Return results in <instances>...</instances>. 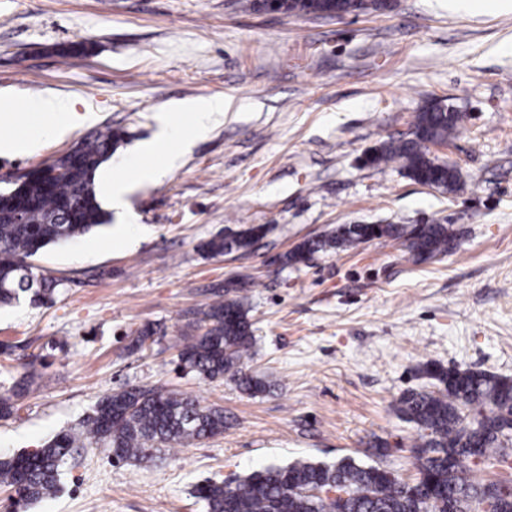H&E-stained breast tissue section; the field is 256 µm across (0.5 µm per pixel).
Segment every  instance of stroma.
<instances>
[{
  "instance_id": "obj_1",
  "label": "stroma",
  "mask_w": 512,
  "mask_h": 512,
  "mask_svg": "<svg viewBox=\"0 0 512 512\" xmlns=\"http://www.w3.org/2000/svg\"><path fill=\"white\" fill-rule=\"evenodd\" d=\"M0 95L25 106L57 96L89 109L58 136L38 125L26 154L0 155V176L51 163L108 127L126 131L105 169L153 138L173 102L221 97L228 109L178 152L170 173L129 196L127 242L111 226L48 246L40 273L61 279L52 303L0 307V393L26 364L42 378L0 419V455L79 427L105 394L159 386L224 411V432L163 447L147 464L81 448L61 491L22 512H206L195 488L297 458L378 459L412 479L414 424L393 405L429 387L424 363L512 379V8L453 11L448 0H396L339 18L255 12L240 0H0ZM466 121L433 153L456 191L432 189L367 153L407 136L427 102ZM442 219L457 247L428 260L380 239L282 259L339 224ZM265 226L256 248L210 257L217 233ZM249 280L256 342L249 371L269 389L178 367L200 334L194 314L215 286ZM148 323L165 337L127 346Z\"/></svg>"
}]
</instances>
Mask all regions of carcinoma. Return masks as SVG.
<instances>
[{
  "label": "carcinoma",
  "mask_w": 512,
  "mask_h": 512,
  "mask_svg": "<svg viewBox=\"0 0 512 512\" xmlns=\"http://www.w3.org/2000/svg\"><path fill=\"white\" fill-rule=\"evenodd\" d=\"M388 0H284L280 13L343 17L366 10L384 11ZM464 121V113L443 101L416 113L406 138L383 141L367 156L371 166L398 163L415 182L453 192L458 170L431 155L430 146L448 142ZM120 129L106 128L75 146V156L61 155L44 166L46 174L30 175L20 188L23 215L14 218L9 201L0 202V304L26 296L36 305L52 301L60 281L35 272L32 261L49 245L78 238L108 221L95 190V173L123 140ZM261 229L218 234L202 249L211 255L250 252ZM401 241L413 254L429 258L457 246L450 225L340 224L299 244L285 256L297 264L319 251L356 249L375 239ZM233 281L213 289L202 311L204 332L185 340L180 367L205 379L225 378L250 394L269 385L247 370L254 343L252 321ZM165 336L162 327L147 324L131 339L141 350L146 341ZM431 388L410 390L395 409L416 426L414 481L381 466L352 458L334 464L298 458L270 464L231 483L207 480L196 487L208 512H334L324 495L329 489L346 495L344 512H512V499L497 492L501 482L486 483L478 467L506 463L512 470V380L475 369L422 367ZM39 374H21L0 396V419L12 414V398L27 396ZM224 432V412L196 399L159 387L127 386L103 396L82 424L54 435L35 452L0 456V487L20 489L22 505L54 497L60 468L74 448H109L120 461L147 463L152 450L191 445Z\"/></svg>",
  "instance_id": "obj_1"
}]
</instances>
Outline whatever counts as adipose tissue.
<instances>
[{"label":"adipose tissue","instance_id":"ef3b65f1","mask_svg":"<svg viewBox=\"0 0 512 512\" xmlns=\"http://www.w3.org/2000/svg\"><path fill=\"white\" fill-rule=\"evenodd\" d=\"M223 109L224 101L220 98L184 100L174 103L170 111L158 115V133L154 139L141 145L137 161L121 167L119 173H105L102 178V190L113 207H123L132 182H153L166 174V167L149 164L148 159L165 145L182 140L183 127L177 123V116H188L194 137L200 138L209 132L214 115ZM27 110L43 116L45 132L56 135L65 134L89 119L88 114L76 110L74 103L52 96L29 102Z\"/></svg>","mask_w":512,"mask_h":512}]
</instances>
